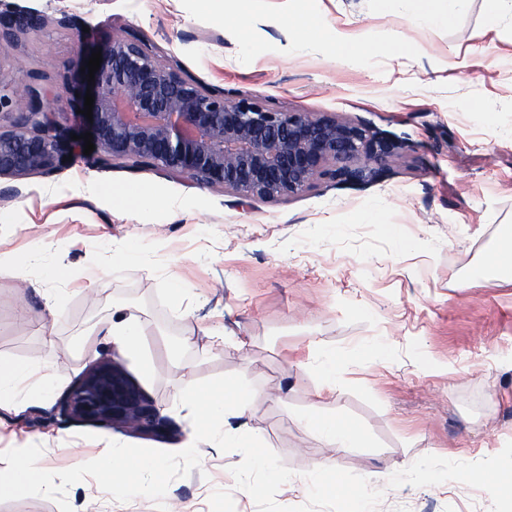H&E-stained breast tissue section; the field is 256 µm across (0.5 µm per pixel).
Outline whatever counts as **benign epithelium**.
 I'll list each match as a JSON object with an SVG mask.
<instances>
[{"label": "benign epithelium", "mask_w": 512, "mask_h": 512, "mask_svg": "<svg viewBox=\"0 0 512 512\" xmlns=\"http://www.w3.org/2000/svg\"><path fill=\"white\" fill-rule=\"evenodd\" d=\"M38 13L0 12V43L14 45L44 27ZM95 82L79 84L66 101L72 113L94 95L92 163L109 167L128 160L182 176L197 185L220 186L242 200H277L329 179L363 186L386 176L408 147L372 132L363 122L326 113L284 112L261 102L207 87L161 63L137 37L112 35L101 47ZM20 114L0 130V179L49 174L82 141L60 120V107L37 76L20 83L0 71V112ZM65 420L158 442L174 438L152 401L114 361L91 366L59 399Z\"/></svg>", "instance_id": "7a95c632"}]
</instances>
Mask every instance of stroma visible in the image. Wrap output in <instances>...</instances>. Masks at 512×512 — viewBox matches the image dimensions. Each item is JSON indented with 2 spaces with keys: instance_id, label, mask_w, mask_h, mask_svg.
Instances as JSON below:
<instances>
[{
  "instance_id": "1",
  "label": "stroma",
  "mask_w": 512,
  "mask_h": 512,
  "mask_svg": "<svg viewBox=\"0 0 512 512\" xmlns=\"http://www.w3.org/2000/svg\"><path fill=\"white\" fill-rule=\"evenodd\" d=\"M282 0H262L240 39L208 0H0L48 17L0 55L17 79L51 74L66 100L74 62L116 33L146 40L159 60L214 88L289 112L362 121L410 149L389 177L364 187L321 180L278 201L241 200L163 171L79 156L52 174L0 180V365L32 361L43 403L0 410V452L39 444L42 469L94 460L119 429L63 422L52 411L99 361L122 365L176 429L167 451L194 441L181 389L239 373L255 387L230 427L256 434L294 476L277 503L307 501L304 472L326 465L382 490L376 512H506L485 468L512 464V285L464 273L512 228V14L462 0L448 23L417 24L410 0H304L330 48L289 51ZM75 19L62 27L58 18ZM402 45L389 49L391 35ZM17 186L19 196L2 195ZM159 206H122L126 191ZM62 279L52 278L55 269ZM65 293L47 317L30 284ZM144 330L140 349L87 332L115 310ZM239 335L245 347L208 338ZM336 355L339 389L318 397L313 360ZM344 416L357 447L333 453L305 415ZM201 465L171 482L175 512H258L230 473L239 452L198 444ZM73 512H156L121 503L93 479L70 486Z\"/></svg>"
}]
</instances>
